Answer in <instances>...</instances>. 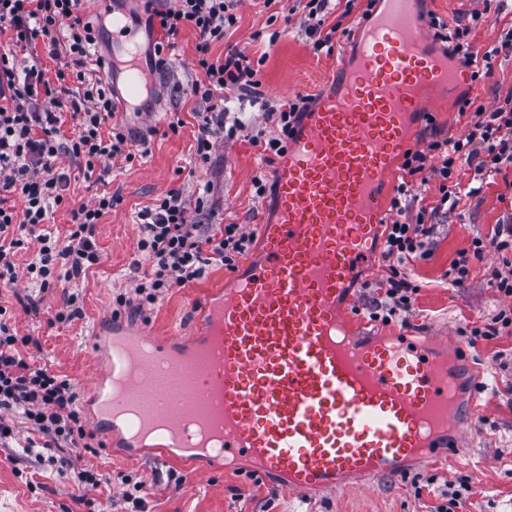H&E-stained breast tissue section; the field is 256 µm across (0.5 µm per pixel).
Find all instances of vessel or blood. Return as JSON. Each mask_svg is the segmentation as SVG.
I'll list each match as a JSON object with an SVG mask.
<instances>
[{"label": "vessel or blood", "mask_w": 512, "mask_h": 512, "mask_svg": "<svg viewBox=\"0 0 512 512\" xmlns=\"http://www.w3.org/2000/svg\"><path fill=\"white\" fill-rule=\"evenodd\" d=\"M112 42L138 36L113 18ZM415 0H380L357 54L339 64L337 91L320 98L288 139L271 176L274 219L263 255L235 288L207 295L190 334L98 337V383L137 374L124 398L99 392L97 416L122 418L135 437L163 428L168 455L187 434L210 437L213 458L245 457L286 489H329L394 472L419 456L455 460L472 410L458 412L459 381L435 343L400 333L358 342L342 301L386 214L382 187L427 92L469 81L428 46ZM127 101L151 85L138 63L122 69Z\"/></svg>", "instance_id": "obj_1"}]
</instances>
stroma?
Returning <instances> with one entry per match:
<instances>
[{
  "label": "stroma",
  "mask_w": 512,
  "mask_h": 512,
  "mask_svg": "<svg viewBox=\"0 0 512 512\" xmlns=\"http://www.w3.org/2000/svg\"><path fill=\"white\" fill-rule=\"evenodd\" d=\"M306 3L279 0L269 10L262 0H240L234 11L235 24L223 41L210 48L215 59L233 50L260 59L256 93L232 97L228 107L230 117L250 122L269 136L277 125L267 118V109L299 96H318L329 74L353 52L367 8V0L337 4L325 23L340 24L342 31L334 39L333 51L326 52L314 50L301 24ZM84 8L107 23L113 16L123 17L137 29L140 51H147L156 40V32L146 25L141 0H86ZM420 8L426 19L452 27L470 26L466 40L475 52L499 47L512 31V0H422ZM481 9L485 19L472 23L471 11ZM198 41L194 31L181 32L173 48L164 53L165 69L152 73L151 93L140 98L137 109L122 107L116 113L117 120L134 131L150 132L145 158L113 166L101 183L86 179L74 161L61 162L70 176V206L94 202L106 190L120 197L119 205L98 227L96 243L102 262L78 282L82 318L52 323V315L63 303L62 290L48 293L39 312L28 314L23 310L30 289L27 279L0 283V306L13 315L20 334L37 341L30 356L71 380L87 420L97 409L94 331L111 330L116 319L155 336L190 329L203 292L225 287L231 275L230 269L214 266L203 279L171 289L142 313L117 312V297L131 294L140 272L151 264L137 250V212L169 190H181L186 199H195L198 189L208 184L217 202L211 223L239 224L248 233L259 232L261 227L268 199L256 195L253 179L270 175L271 168L259 160L257 149L234 139L217 148L211 163L199 164L194 155L198 114L205 109L190 92L192 83L202 78L195 62ZM475 84L477 94L452 88L439 96L432 123L414 133L415 149H427L435 139L467 134L471 116L462 113L464 102L489 112L512 98V56H496L491 73L477 77ZM175 120L182 123L176 132L169 128ZM456 172L462 187L474 186L478 192L462 197L452 213L433 217V255L408 267V277L417 287L414 314L387 324L369 320L370 285L386 271L382 247L374 245L370 269L361 275L362 285L354 291V306L359 311L356 335L390 336L405 330L468 344L466 330L484 326L500 310L512 308V297L498 293L490 282L492 271L503 263L502 253L494 248H485L480 258L471 259L463 285L451 286L448 279V269L460 250L471 248L473 240L487 239L496 225L512 221V164L482 176L464 164ZM468 346L483 388L475 393L476 421L455 462L418 460L369 482L354 480L333 490L291 494L279 480L260 475L251 463L215 466L201 455L176 461L154 439L139 441L138 451L133 452L116 434L97 426L93 433L102 447L84 458L85 467L105 479L94 489L57 473L48 460L23 458L18 448L0 445V512H96L98 503L108 499L114 500L115 512H430L440 504L438 490L448 481L469 487L455 512H512V393L505 391L512 386V326ZM127 478L149 485L142 502L124 500Z\"/></svg>",
  "instance_id": "1"
}]
</instances>
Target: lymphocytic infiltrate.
<instances>
[{
	"instance_id": "f902f5d3",
	"label": "lymphocytic infiltrate",
	"mask_w": 512,
	"mask_h": 512,
	"mask_svg": "<svg viewBox=\"0 0 512 512\" xmlns=\"http://www.w3.org/2000/svg\"><path fill=\"white\" fill-rule=\"evenodd\" d=\"M82 2L0 0V28L10 33L6 47H0V282L13 283L23 272L42 294L99 264L97 227L117 203L105 192L94 203L71 209L67 240L59 242L48 229L53 214L68 202L69 176L60 171L59 159L65 156L83 164L89 178L103 163H131L148 152L147 140L130 148L123 128L113 124L116 104L109 81L88 75L89 65L104 66L105 58L98 53L100 25L84 16ZM233 8V0H171L150 13L166 37L155 45V55H162L166 42L174 41L181 31L190 29L199 36L196 64L203 80L192 83L191 92L207 105L194 144V153L203 162L224 141V114L218 111L215 97L244 94L256 85L254 62L245 53L236 51L216 60L210 55L211 45L223 41L235 22ZM38 40L48 46L51 56L65 58L55 80L46 79L38 57L18 58ZM309 105L306 98L283 104L276 114L279 132L268 140L250 134L245 123H237L235 129L246 134L260 154L279 155ZM67 118L73 126L68 137L61 131ZM431 151L440 159L436 208L453 211L462 192L453 181L457 160H464L478 174L512 162V108L474 112L472 128L464 137L432 142L425 152H405V180L424 171ZM13 196L21 199L22 210L10 205ZM204 208V199H197L191 208L180 191L170 190L138 211L142 233L138 247L153 264L138 279L133 296L119 297V305L143 311L169 289L203 278L209 267L234 268L236 260L249 252L254 236L240 225L196 223L194 213ZM392 208L396 216L383 231L387 272L378 283L384 295L370 313L372 319L385 322L412 314L416 288L405 270L414 261L430 258L433 233L426 209L410 213L399 198ZM24 249L31 250L32 259L21 271L15 257ZM32 342V337L19 335L0 307V441L14 436L13 416L21 414L37 434L27 441L25 454L39 457L52 452L57 472L71 474L77 483L98 486L97 475L78 466L88 436L78 394L65 376L25 360L23 350ZM63 444L67 453L57 454Z\"/></svg>"
}]
</instances>
